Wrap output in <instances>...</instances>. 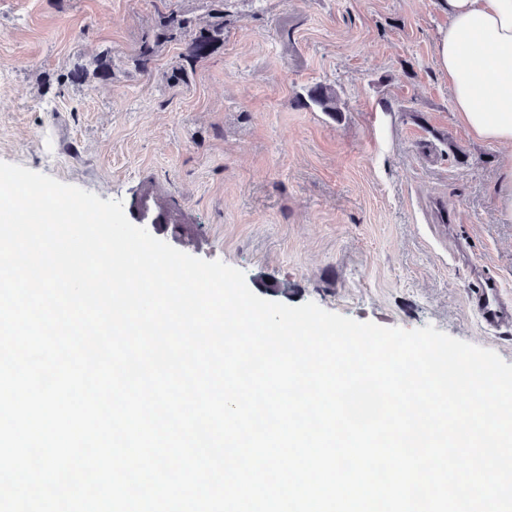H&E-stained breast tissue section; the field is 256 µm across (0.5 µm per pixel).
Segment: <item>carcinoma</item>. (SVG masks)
Returning <instances> with one entry per match:
<instances>
[{"instance_id": "carcinoma-1", "label": "carcinoma", "mask_w": 512, "mask_h": 512, "mask_svg": "<svg viewBox=\"0 0 512 512\" xmlns=\"http://www.w3.org/2000/svg\"><path fill=\"white\" fill-rule=\"evenodd\" d=\"M181 41V59L187 63L198 62L209 57L224 45V14L218 12L205 26L194 29V22L185 14L172 11L159 17L153 38L144 39L138 50L137 62L144 72L150 70L156 50L164 42ZM308 103L323 112L339 111L336 92L327 86L317 85L307 91Z\"/></svg>"}]
</instances>
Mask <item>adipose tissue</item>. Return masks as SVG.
<instances>
[{"label": "adipose tissue", "instance_id": "1", "mask_svg": "<svg viewBox=\"0 0 512 512\" xmlns=\"http://www.w3.org/2000/svg\"><path fill=\"white\" fill-rule=\"evenodd\" d=\"M436 63L452 110L481 140L512 144V0H439Z\"/></svg>", "mask_w": 512, "mask_h": 512}]
</instances>
